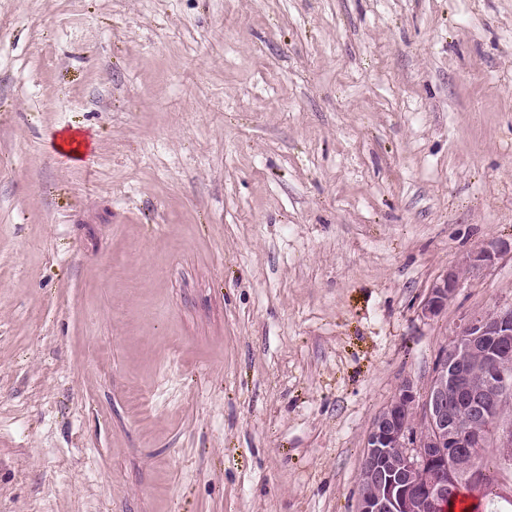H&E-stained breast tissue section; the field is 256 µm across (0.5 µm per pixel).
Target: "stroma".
<instances>
[{"label": "stroma", "instance_id": "35a3bbf8", "mask_svg": "<svg viewBox=\"0 0 512 512\" xmlns=\"http://www.w3.org/2000/svg\"><path fill=\"white\" fill-rule=\"evenodd\" d=\"M491 238L512 0H0V512H355ZM512 256V243L491 239L462 253L456 262L436 276L418 305V317L428 324L448 314V305L459 288L491 269L506 254Z\"/></svg>", "mask_w": 512, "mask_h": 512}]
</instances>
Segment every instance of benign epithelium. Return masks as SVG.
<instances>
[{
    "instance_id": "7a95c632",
    "label": "benign epithelium",
    "mask_w": 512,
    "mask_h": 512,
    "mask_svg": "<svg viewBox=\"0 0 512 512\" xmlns=\"http://www.w3.org/2000/svg\"><path fill=\"white\" fill-rule=\"evenodd\" d=\"M512 254L491 239L436 276L418 305L432 324L448 314L459 288ZM512 390V304L465 315L424 389L407 380L374 416L365 439L356 512H446L448 490L474 470L484 449L512 456L503 424Z\"/></svg>"
}]
</instances>
